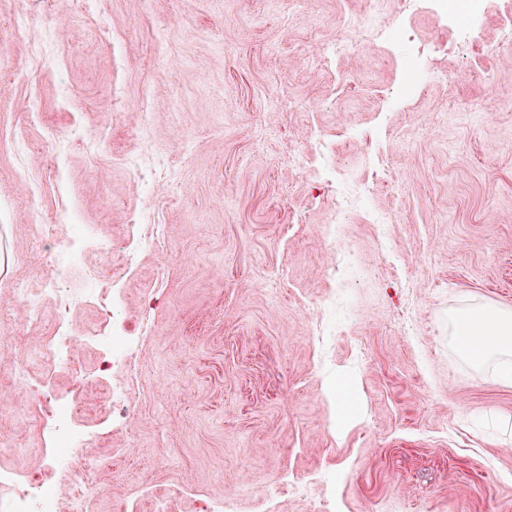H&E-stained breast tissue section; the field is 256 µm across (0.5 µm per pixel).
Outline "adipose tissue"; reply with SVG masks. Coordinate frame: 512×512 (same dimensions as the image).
Here are the masks:
<instances>
[{
  "label": "adipose tissue",
  "instance_id": "obj_1",
  "mask_svg": "<svg viewBox=\"0 0 512 512\" xmlns=\"http://www.w3.org/2000/svg\"><path fill=\"white\" fill-rule=\"evenodd\" d=\"M458 353L476 366L495 362L501 378L512 380V312L488 304L468 305L452 316Z\"/></svg>",
  "mask_w": 512,
  "mask_h": 512
}]
</instances>
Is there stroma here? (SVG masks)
I'll return each instance as SVG.
<instances>
[{
	"label": "stroma",
	"instance_id": "35a3bbf8",
	"mask_svg": "<svg viewBox=\"0 0 512 512\" xmlns=\"http://www.w3.org/2000/svg\"><path fill=\"white\" fill-rule=\"evenodd\" d=\"M374 1L72 0L29 15L48 31L37 47L16 27L23 0H0V55L16 64L0 74V467L55 484L57 512L90 484L89 512H319L330 497L338 512H512V382L462 358L450 324L464 305L512 309V0L461 48L434 16L378 0L391 45L317 64ZM404 80L425 89L383 121V91ZM473 101L483 117L456 119ZM314 134L337 179L386 178L368 209L336 216L328 183L294 165ZM143 208L163 247L132 259ZM76 216L86 239L58 286L73 327L134 340L126 405L98 346L79 355L82 384L45 348L59 295L44 272ZM335 218L362 264L330 279ZM105 261L104 288L120 290L106 319L86 282ZM17 283L38 318L14 308ZM24 355L31 380L85 408L87 483L51 468L40 395L16 389ZM247 483L278 493L264 503Z\"/></svg>",
	"mask_w": 512,
	"mask_h": 512
}]
</instances>
